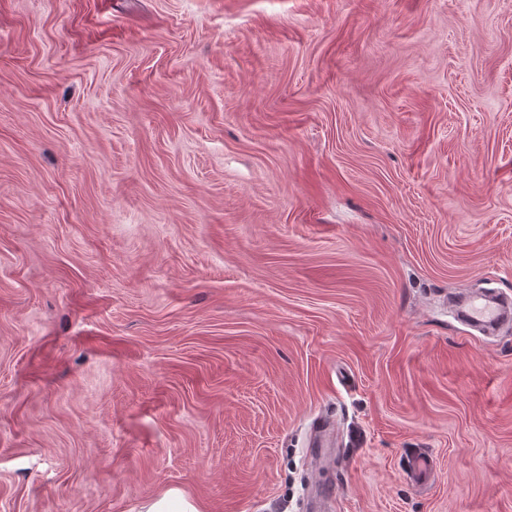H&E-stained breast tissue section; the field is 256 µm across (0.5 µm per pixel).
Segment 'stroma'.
Segmentation results:
<instances>
[{"label": "stroma", "mask_w": 512, "mask_h": 512, "mask_svg": "<svg viewBox=\"0 0 512 512\" xmlns=\"http://www.w3.org/2000/svg\"><path fill=\"white\" fill-rule=\"evenodd\" d=\"M486 288L512 0H0V512H512ZM465 317L474 326H498L509 317H505L501 309L494 303L493 298L486 296L473 297L467 306ZM143 512H202L199 503L179 488H168L143 505Z\"/></svg>", "instance_id": "35a3bbf8"}]
</instances>
